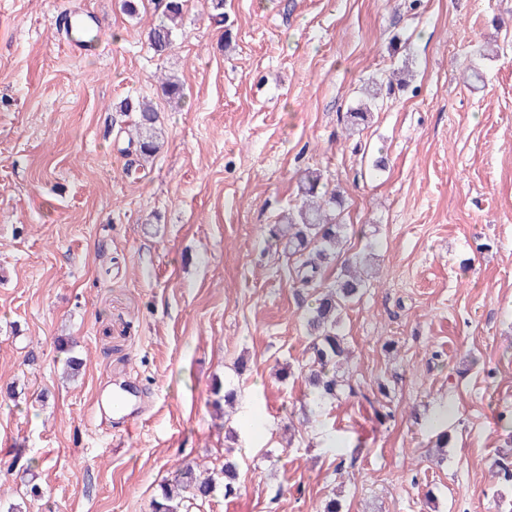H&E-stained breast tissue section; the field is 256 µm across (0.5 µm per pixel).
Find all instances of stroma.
Here are the masks:
<instances>
[{
	"instance_id": "stroma-1",
	"label": "stroma",
	"mask_w": 512,
	"mask_h": 512,
	"mask_svg": "<svg viewBox=\"0 0 512 512\" xmlns=\"http://www.w3.org/2000/svg\"><path fill=\"white\" fill-rule=\"evenodd\" d=\"M71 13L93 45L66 46ZM161 16L0 0V503L26 491L18 450L29 512H151L178 466L229 453L234 493L199 512H512V0H225L220 25L187 0L158 56ZM404 67L347 134L366 85ZM127 97L164 130L141 166ZM308 168L344 196L346 253L374 249L340 327L358 398L310 393L305 305L266 232ZM124 385L128 431L100 408ZM150 44L158 55H164L171 48L173 42V30L164 22L150 28L148 33Z\"/></svg>"
}]
</instances>
